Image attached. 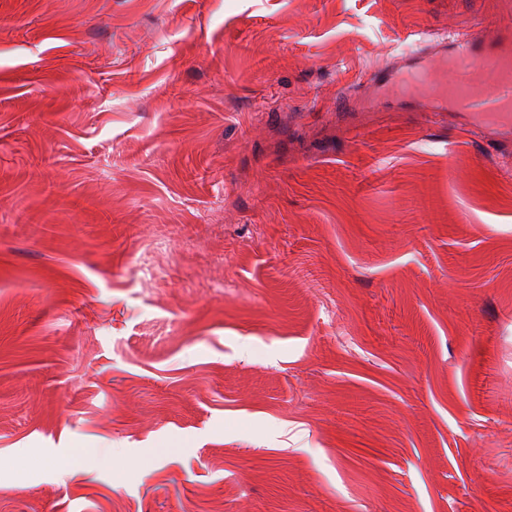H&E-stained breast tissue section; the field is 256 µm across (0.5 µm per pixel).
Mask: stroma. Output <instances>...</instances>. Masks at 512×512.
<instances>
[{
  "mask_svg": "<svg viewBox=\"0 0 512 512\" xmlns=\"http://www.w3.org/2000/svg\"><path fill=\"white\" fill-rule=\"evenodd\" d=\"M508 19L0 0V512H512V137L365 103Z\"/></svg>",
  "mask_w": 512,
  "mask_h": 512,
  "instance_id": "obj_1",
  "label": "stroma"
}]
</instances>
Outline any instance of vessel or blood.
Segmentation results:
<instances>
[{
	"label": "vessel or blood",
	"instance_id": "obj_1",
	"mask_svg": "<svg viewBox=\"0 0 512 512\" xmlns=\"http://www.w3.org/2000/svg\"><path fill=\"white\" fill-rule=\"evenodd\" d=\"M412 62L392 58L390 65L373 70L370 86L384 91L410 78L426 79L434 69L446 68L455 59L481 65L483 76L475 80L465 73L446 79L437 93L427 98L434 112L454 110L491 129L512 127V25H498L485 35H472L447 43L437 39L413 51Z\"/></svg>",
	"mask_w": 512,
	"mask_h": 512
}]
</instances>
